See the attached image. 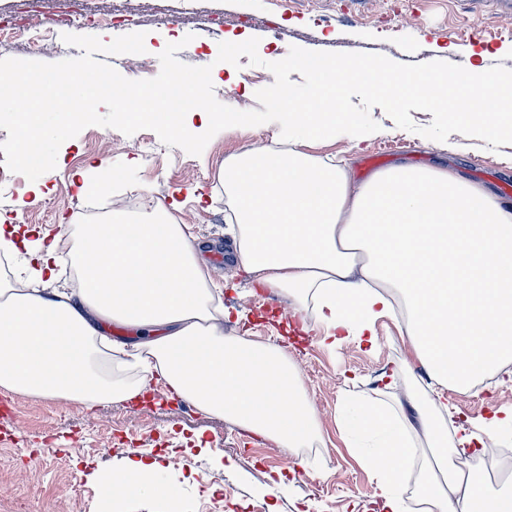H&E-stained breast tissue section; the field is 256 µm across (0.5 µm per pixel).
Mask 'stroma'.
Instances as JSON below:
<instances>
[{
	"label": "stroma",
	"mask_w": 512,
	"mask_h": 512,
	"mask_svg": "<svg viewBox=\"0 0 512 512\" xmlns=\"http://www.w3.org/2000/svg\"><path fill=\"white\" fill-rule=\"evenodd\" d=\"M53 45L42 50L22 42L10 58L57 62L81 56L63 42L66 33L95 35L108 42L141 32L145 53L113 57L112 66L132 80L160 72L167 43L188 38L177 57L192 66H211L216 98L241 110L259 103L257 90L271 85L268 63L290 47L328 52L378 53L399 63L444 60L481 73L495 65L512 69V12L463 0H131V18L110 26L59 21L62 0H40ZM468 38L459 39V30ZM241 36L259 40V66L218 62V46ZM372 118L381 129L352 150L340 134L322 142L301 141V152L350 158L353 178L371 173L369 157L383 155V167L445 164L501 194L512 183V145L491 151L486 141L458 133L440 143L399 129L381 108ZM280 126L266 123L217 133L201 155L167 147L150 130L127 136L90 126L59 148L57 167L41 175V194L29 180L10 172L0 152V215L59 235L61 250L84 210L103 221L114 214L146 221L157 205L188 225L209 282L222 286L229 335L280 346L298 370L315 418V451L285 448L223 417L206 414L151 382L146 401L103 402L94 407L0 388V485L8 495L0 512H110L100 487L104 472L129 459L158 463L165 481L176 485L177 505L160 495L121 498V512H379L372 498L374 478L348 446L339 422L344 400L367 398L402 405L415 419L412 402H424L429 379L406 337L389 318L377 321V347L349 339L323 344L325 329L312 311H297L280 290L256 288L233 260L226 233L224 161L249 148L275 145ZM455 415L449 431L470 421L512 409V364L479 389H448ZM283 474L271 488L269 478Z\"/></svg>",
	"instance_id": "stroma-1"
}]
</instances>
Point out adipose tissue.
<instances>
[{
    "label": "adipose tissue",
    "instance_id": "1",
    "mask_svg": "<svg viewBox=\"0 0 512 512\" xmlns=\"http://www.w3.org/2000/svg\"><path fill=\"white\" fill-rule=\"evenodd\" d=\"M224 194L238 267L254 286L313 301L334 343L376 344V322L394 315L391 297L401 296L404 333L434 395L423 433L445 464L421 482L424 512H512V491H490L456 464L466 448L495 446L512 410L453 444L439 423L452 413L445 390L512 362V206L448 167L393 166L357 183L347 160L291 147L226 159ZM194 241L163 206L148 222L82 225L69 292L53 285L59 254L47 232L0 217V252L20 260L13 279L0 281V386L95 405L132 399L157 378L202 412L303 447L315 427L295 367L277 346L225 335ZM115 324L141 339H113ZM342 424L376 476L383 512H403L415 453L403 419L363 401ZM101 483L176 495L141 460Z\"/></svg>",
    "mask_w": 512,
    "mask_h": 512
}]
</instances>
